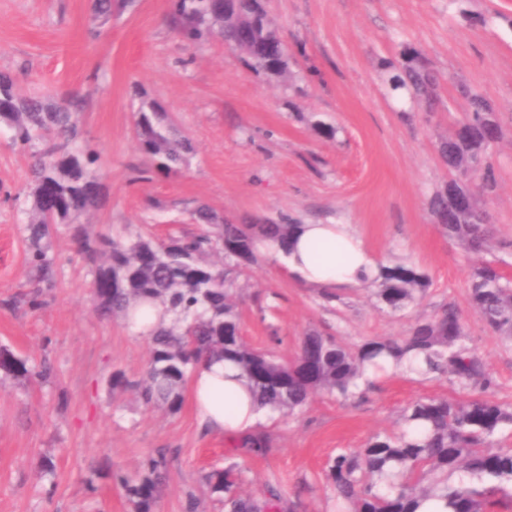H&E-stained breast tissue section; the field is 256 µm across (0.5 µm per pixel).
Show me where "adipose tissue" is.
I'll return each instance as SVG.
<instances>
[{
	"label": "adipose tissue",
	"mask_w": 512,
	"mask_h": 512,
	"mask_svg": "<svg viewBox=\"0 0 512 512\" xmlns=\"http://www.w3.org/2000/svg\"><path fill=\"white\" fill-rule=\"evenodd\" d=\"M261 250L309 287H360L379 270L378 259L350 224H303L288 248L267 241ZM191 391L199 421L227 438L252 430L263 415L238 371L228 363L200 366L192 376Z\"/></svg>",
	"instance_id": "adipose-tissue-1"
}]
</instances>
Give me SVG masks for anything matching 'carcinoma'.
Masks as SVG:
<instances>
[{"mask_svg":"<svg viewBox=\"0 0 512 512\" xmlns=\"http://www.w3.org/2000/svg\"><path fill=\"white\" fill-rule=\"evenodd\" d=\"M134 0H91L89 23L101 28ZM170 23L190 45L215 38L234 46L241 27L252 31L253 46L242 49L254 69L282 77L288 72V50L270 57L256 46L274 35L272 20L261 0H237L232 15L214 6V0H171ZM418 51L407 48L399 61L384 65L394 91L408 89L421 101L437 99V79L415 61ZM77 93L62 96L53 106L37 97H22L15 81L0 72V127L12 146L28 153L30 166L28 203L23 209L29 248L28 261L35 287L49 281L51 233L60 226L71 229L79 251L89 265L93 300L105 316L122 318L132 303L152 299L173 313L170 324L150 334V360L142 376L130 381L122 373L112 377V389H133L147 407H164L175 413L182 406L192 373L214 360L234 364L255 402L280 416H293L318 394L341 400L360 398L366 371L392 362L400 368L420 358V375L448 376L467 391L463 397L418 399L405 406L399 417L403 430L377 433L356 449H339L325 470V481L336 493V512H421L437 499L444 512H512V448L500 438L512 433V405L495 398L497 382L465 342L462 318L449 307L432 318H419L402 339H378L353 350L331 333H307L308 351L318 358L317 370L289 373V362L274 347L253 348L242 339L230 340L240 326L241 282L245 270L257 263V244L277 242L286 248L297 225L226 222L207 207L192 213L208 233L182 232L156 241L140 234L131 239L100 235L90 237L80 218L103 203L102 186L95 175L98 156L77 146L81 104ZM468 112L439 145V158L448 169V183L458 193L476 199L473 178L489 195L497 179L489 162L500 138L498 110L480 94L469 96ZM138 148L151 161L157 176L175 173L188 163L194 150L191 139L174 132L172 118L155 100L141 101L135 117ZM430 208L443 231L477 255L493 250L495 237L489 213L473 205L455 208L450 195L438 190ZM377 301L388 309L414 307L430 286L428 275L402 262L380 267L371 282ZM469 301L485 327L503 341H512V283L490 261L474 264L469 272ZM262 353L269 376L255 379L250 365ZM16 377L45 378L48 368L33 371L28 360L0 347V372ZM271 451V434L263 427L238 438L235 453L222 469L203 476L210 496L224 503V512H283L284 497L269 485L255 495L242 489L241 456H263ZM168 473L165 453L147 455L136 476L120 469L108 473L133 503L135 512H154Z\"/></svg>","mask_w":512,"mask_h":512,"instance_id":"obj_1","label":"carcinoma"}]
</instances>
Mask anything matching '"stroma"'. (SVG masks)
I'll list each match as a JSON object with an SVG mask.
<instances>
[{
    "instance_id": "stroma-1",
    "label": "stroma",
    "mask_w": 512,
    "mask_h": 512,
    "mask_svg": "<svg viewBox=\"0 0 512 512\" xmlns=\"http://www.w3.org/2000/svg\"><path fill=\"white\" fill-rule=\"evenodd\" d=\"M287 43V74L272 79L214 40L186 45L171 29V0H136L101 35L89 26V0H0V71L24 95L86 97L84 144L99 157L96 174L108 195L90 235L158 238L196 231L199 205L225 221L352 224L381 259L407 258L431 285L421 305L399 313L380 308L368 287L329 302L259 257L249 270L241 334L258 348L278 333L292 357L311 329L332 330L349 346L405 336L422 315L452 305L468 344L495 377L496 397L512 404V343L491 335L472 311L471 260L443 235L428 201L449 179L437 145L468 102V86L500 113L491 154L497 187L480 204L508 249L494 262L512 278V0H263ZM414 48L438 79L440 103L428 112L391 91L384 64ZM160 101L195 146L188 168L136 180L150 162L135 138L140 94ZM335 137H325L321 126ZM28 154L0 131V303L29 293L31 271L21 202ZM54 282L40 305L0 306V347L30 362L48 361L49 382L0 374V512H133L107 476L136 473L162 450L169 483L155 512H183L186 492H202L203 475L224 468L234 446L207 430L191 401L179 412L144 406L132 390L112 388V374L140 378L147 341L122 321L93 309L91 277L71 232L53 239ZM448 378L387 373L364 398L316 396L298 415L263 421L271 451L246 462L244 488L278 486L294 512H331L323 470L337 449L361 447L380 432L400 430L411 401L453 394ZM53 478L41 477L45 459Z\"/></svg>"
}]
</instances>
